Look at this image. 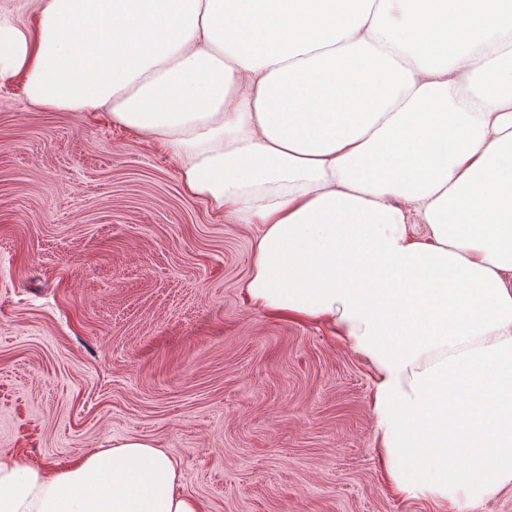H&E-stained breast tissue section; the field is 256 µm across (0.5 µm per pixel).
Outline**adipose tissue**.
I'll use <instances>...</instances> for the list:
<instances>
[{"instance_id": "adipose-tissue-1", "label": "adipose tissue", "mask_w": 512, "mask_h": 512, "mask_svg": "<svg viewBox=\"0 0 512 512\" xmlns=\"http://www.w3.org/2000/svg\"><path fill=\"white\" fill-rule=\"evenodd\" d=\"M0 11V83L160 142L260 227L243 291L372 380L401 498L512 487V0H38ZM153 442L0 456V512H200ZM36 3L34 0H0V10L11 13L26 24L34 25L39 19Z\"/></svg>"}]
</instances>
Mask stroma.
Returning a JSON list of instances; mask_svg holds the SVG:
<instances>
[{
    "instance_id": "obj_1",
    "label": "stroma",
    "mask_w": 512,
    "mask_h": 512,
    "mask_svg": "<svg viewBox=\"0 0 512 512\" xmlns=\"http://www.w3.org/2000/svg\"><path fill=\"white\" fill-rule=\"evenodd\" d=\"M259 235L155 140L0 84V455L139 437L204 512H453L387 483L359 356L247 302Z\"/></svg>"
}]
</instances>
